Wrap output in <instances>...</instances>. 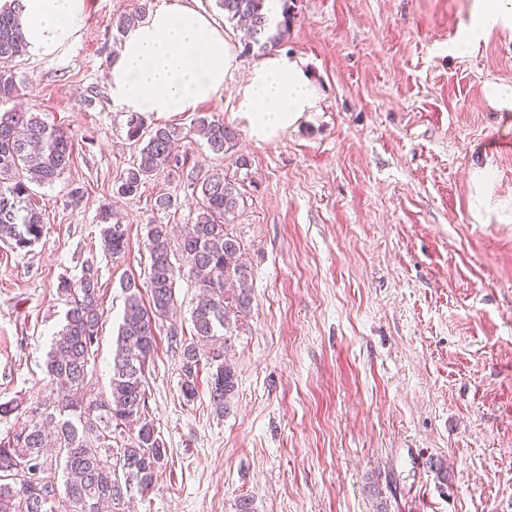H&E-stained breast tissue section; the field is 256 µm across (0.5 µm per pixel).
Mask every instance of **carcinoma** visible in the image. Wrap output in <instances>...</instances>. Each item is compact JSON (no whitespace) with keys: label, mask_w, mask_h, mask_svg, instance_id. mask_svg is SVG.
I'll use <instances>...</instances> for the list:
<instances>
[{"label":"carcinoma","mask_w":512,"mask_h":512,"mask_svg":"<svg viewBox=\"0 0 512 512\" xmlns=\"http://www.w3.org/2000/svg\"><path fill=\"white\" fill-rule=\"evenodd\" d=\"M281 19L271 24L267 0H218L228 22L247 26L243 52L279 45L294 16L288 0H280ZM20 0L0 6V101L19 95L20 85L9 62L22 53L26 36ZM146 6L120 16L117 33L141 22ZM127 136L139 146L138 157L115 183L117 195L137 194L145 180L172 160L173 146L181 141L203 143L222 155L236 132L211 115L199 116L192 127L176 124L145 126L138 115L127 119ZM75 134L49 123L31 109L0 113V240L26 249L44 235L41 211L32 199V186H51L70 167ZM197 206L194 223L171 241L166 224L147 226L148 300L134 281L124 284L125 302L112 355L110 390L106 397L91 393L88 365L100 335L101 288L97 270L88 264L77 284L59 282L58 294L67 303L65 324L53 338L45 363L50 401L25 408L20 402L0 403V419L14 413L24 420L0 437V512H122L118 505L137 492L153 490L156 474L165 466L166 448L154 425L146 419V372L157 347L156 324L176 316L177 276L183 268L201 288L191 313L195 340L182 350L184 378L181 393L196 398L201 362L210 370L209 400L223 414L230 407L237 374L223 353L205 350L207 342L231 329L252 304L251 273L240 261V244L228 232L242 194L237 183L216 170L198 172L189 183ZM103 249L119 260L129 245V225L112 209L98 214ZM133 428L134 440L124 448L112 447L119 426ZM54 450L56 464L48 463ZM37 461L41 479H26L27 463Z\"/></svg>","instance_id":"obj_1"}]
</instances>
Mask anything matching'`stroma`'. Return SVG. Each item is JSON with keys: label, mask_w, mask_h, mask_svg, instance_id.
<instances>
[{"label": "stroma", "mask_w": 512, "mask_h": 512, "mask_svg": "<svg viewBox=\"0 0 512 512\" xmlns=\"http://www.w3.org/2000/svg\"><path fill=\"white\" fill-rule=\"evenodd\" d=\"M86 2L57 53L12 63L11 107L70 127L76 146L35 190L43 238L24 250L0 240V403L48 396L66 311L57 285L89 263L103 292L91 390L108 393L121 283L146 279L148 225L194 223L186 176L221 169L242 182L229 231L254 294L228 351L237 391L222 416L207 387L181 394L200 293L181 276V340L160 322L146 389L168 464L124 512H235L242 497L255 512H412L419 495L428 512H512V149L495 146L512 139V107L487 96L512 87V29L458 56L475 0H293L282 49L311 72L319 111L271 143L238 131L222 156L182 142L178 165L119 197L136 152L107 83L112 23L142 0ZM163 196L171 208L157 209ZM105 206L130 227L118 261L100 246Z\"/></svg>", "instance_id": "1"}]
</instances>
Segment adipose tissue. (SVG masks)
Returning a JSON list of instances; mask_svg holds the SVG:
<instances>
[{
  "label": "adipose tissue",
  "instance_id": "ef3b65f1",
  "mask_svg": "<svg viewBox=\"0 0 512 512\" xmlns=\"http://www.w3.org/2000/svg\"><path fill=\"white\" fill-rule=\"evenodd\" d=\"M31 50L56 53L83 25L85 0H22ZM239 67L223 30L186 4H171L129 28L108 72L112 100L124 111L174 116L224 96ZM232 118L259 143L273 142L319 109V91L302 60L273 51L246 74Z\"/></svg>",
  "mask_w": 512,
  "mask_h": 512
}]
</instances>
